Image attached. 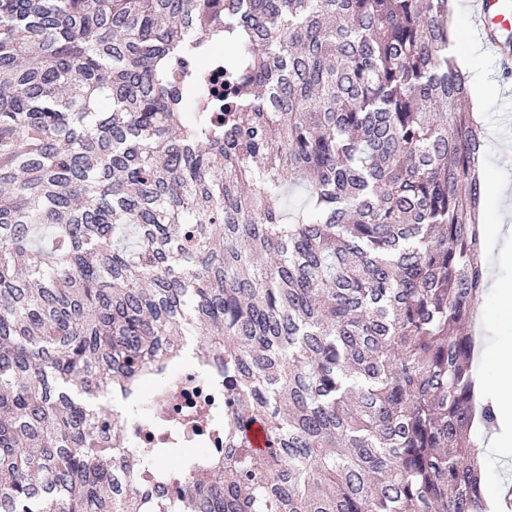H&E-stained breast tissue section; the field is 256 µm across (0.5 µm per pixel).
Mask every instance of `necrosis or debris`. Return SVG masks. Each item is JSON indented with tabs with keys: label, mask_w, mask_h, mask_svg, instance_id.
<instances>
[{
	"label": "necrosis or debris",
	"mask_w": 512,
	"mask_h": 512,
	"mask_svg": "<svg viewBox=\"0 0 512 512\" xmlns=\"http://www.w3.org/2000/svg\"><path fill=\"white\" fill-rule=\"evenodd\" d=\"M175 354L162 378L111 398L123 453L152 456L157 472L148 481L157 487L175 486L167 471L183 456L205 461L224 452V363L218 357L203 362L188 337Z\"/></svg>",
	"instance_id": "necrosis-or-debris-1"
}]
</instances>
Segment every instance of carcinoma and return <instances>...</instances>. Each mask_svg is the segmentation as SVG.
<instances>
[{
  "instance_id": "carcinoma-1",
  "label": "carcinoma",
  "mask_w": 512,
  "mask_h": 512,
  "mask_svg": "<svg viewBox=\"0 0 512 512\" xmlns=\"http://www.w3.org/2000/svg\"><path fill=\"white\" fill-rule=\"evenodd\" d=\"M448 4L0 0V512H488ZM186 336L224 360V458L147 511L94 400Z\"/></svg>"
}]
</instances>
